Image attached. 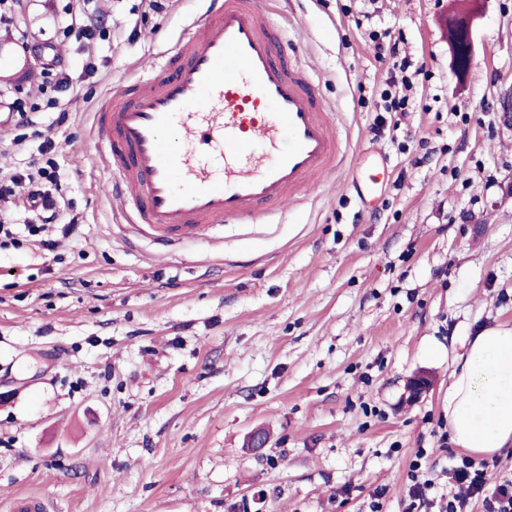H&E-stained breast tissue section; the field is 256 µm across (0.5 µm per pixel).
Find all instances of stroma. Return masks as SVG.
Listing matches in <instances>:
<instances>
[{
	"label": "stroma",
	"instance_id": "1",
	"mask_svg": "<svg viewBox=\"0 0 512 512\" xmlns=\"http://www.w3.org/2000/svg\"><path fill=\"white\" fill-rule=\"evenodd\" d=\"M95 0L102 37L62 35L83 0H26L14 24L55 42L75 80L65 121L0 126V170L51 139L76 237L22 225L0 245V512H404L418 449L438 467L448 376L467 336L512 325V0H482L456 74L449 0H262L336 116L347 160L272 223L215 225L159 253L107 190L93 113L188 31L201 0ZM390 32L414 73L405 117L374 108ZM36 89L41 62L0 39ZM95 72L84 75L86 64ZM383 121L381 134L372 131ZM376 162L361 205L352 164ZM431 384L410 398L418 374ZM265 429L266 448L248 444Z\"/></svg>",
	"mask_w": 512,
	"mask_h": 512
}]
</instances>
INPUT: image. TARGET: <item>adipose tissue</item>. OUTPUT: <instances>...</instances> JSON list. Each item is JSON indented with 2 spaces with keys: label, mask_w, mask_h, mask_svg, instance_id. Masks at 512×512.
<instances>
[{
  "label": "adipose tissue",
  "mask_w": 512,
  "mask_h": 512,
  "mask_svg": "<svg viewBox=\"0 0 512 512\" xmlns=\"http://www.w3.org/2000/svg\"><path fill=\"white\" fill-rule=\"evenodd\" d=\"M452 364L445 414L452 443L488 456L511 448L512 326L480 328Z\"/></svg>",
  "instance_id": "1"
}]
</instances>
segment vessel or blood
Listing matches in <instances>:
<instances>
[{
	"instance_id": "b4317fda",
	"label": "vessel or blood",
	"mask_w": 512,
	"mask_h": 512,
	"mask_svg": "<svg viewBox=\"0 0 512 512\" xmlns=\"http://www.w3.org/2000/svg\"><path fill=\"white\" fill-rule=\"evenodd\" d=\"M203 2L159 70L110 91L95 112L110 194L162 250L208 240L217 224L269 223L345 156L332 114L257 0Z\"/></svg>"
}]
</instances>
